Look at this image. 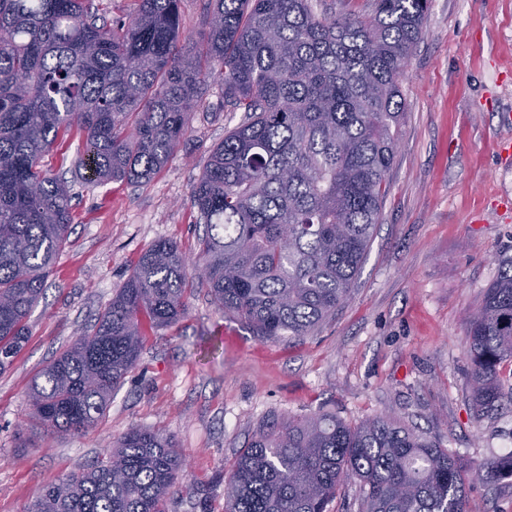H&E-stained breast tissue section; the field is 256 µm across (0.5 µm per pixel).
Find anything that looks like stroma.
<instances>
[{
  "mask_svg": "<svg viewBox=\"0 0 512 512\" xmlns=\"http://www.w3.org/2000/svg\"><path fill=\"white\" fill-rule=\"evenodd\" d=\"M403 115L388 194L346 303L312 335L264 341L193 289L184 316L144 323L147 341L104 416L75 435L29 419L36 375L92 326L145 249L195 257L204 227L190 199L210 151L241 113L213 73L188 132L150 180L89 183L79 136L45 158L74 222L31 312L30 336L0 373V512H27L42 485L90 468L130 428L171 436L186 463L168 512H224L229 468L277 419L327 412L356 423L395 413L449 454L512 453V404L476 418L467 321L512 256V0H432L401 80ZM469 512H512V479L468 488Z\"/></svg>",
  "mask_w": 512,
  "mask_h": 512,
  "instance_id": "stroma-1",
  "label": "stroma"
}]
</instances>
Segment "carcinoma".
I'll return each mask as SVG.
<instances>
[{
    "instance_id": "1",
    "label": "carcinoma",
    "mask_w": 512,
    "mask_h": 512,
    "mask_svg": "<svg viewBox=\"0 0 512 512\" xmlns=\"http://www.w3.org/2000/svg\"><path fill=\"white\" fill-rule=\"evenodd\" d=\"M107 21L92 0H0V372L67 242L64 181L44 164L59 136H83L89 181L146 182L174 155L188 112L221 67L224 107L241 123L210 152L191 198L196 269L160 240L94 325L34 381L31 417L52 434L92 427L145 336L186 311L188 283L262 340L310 335L348 298L387 192L402 111L399 79L429 0H372L329 17L315 0H207L182 39V0H138ZM476 416L501 406L512 362V258L468 319ZM184 463L173 440L132 428L107 461L42 486L28 512H166ZM361 512H467V487L512 477V454L480 464L393 413L349 424L330 413L272 423L237 456L224 512H328L348 479Z\"/></svg>"
}]
</instances>
